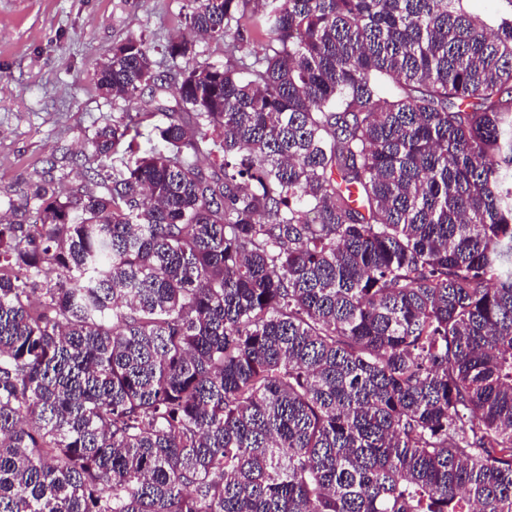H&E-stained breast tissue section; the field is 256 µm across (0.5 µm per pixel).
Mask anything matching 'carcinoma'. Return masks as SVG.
Instances as JSON below:
<instances>
[{"instance_id":"1","label":"carcinoma","mask_w":512,"mask_h":512,"mask_svg":"<svg viewBox=\"0 0 512 512\" xmlns=\"http://www.w3.org/2000/svg\"><path fill=\"white\" fill-rule=\"evenodd\" d=\"M189 3L0 222V512H512V12ZM195 49L199 54L190 58V67L203 62L224 63V41L197 42Z\"/></svg>"}]
</instances>
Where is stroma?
Segmentation results:
<instances>
[{"label": "stroma", "instance_id": "35a3bbf8", "mask_svg": "<svg viewBox=\"0 0 512 512\" xmlns=\"http://www.w3.org/2000/svg\"><path fill=\"white\" fill-rule=\"evenodd\" d=\"M186 0H0V214L26 224L44 183L70 189L96 131L124 118L123 101L97 85L101 63L126 38H143L162 63L188 34Z\"/></svg>", "mask_w": 512, "mask_h": 512}]
</instances>
